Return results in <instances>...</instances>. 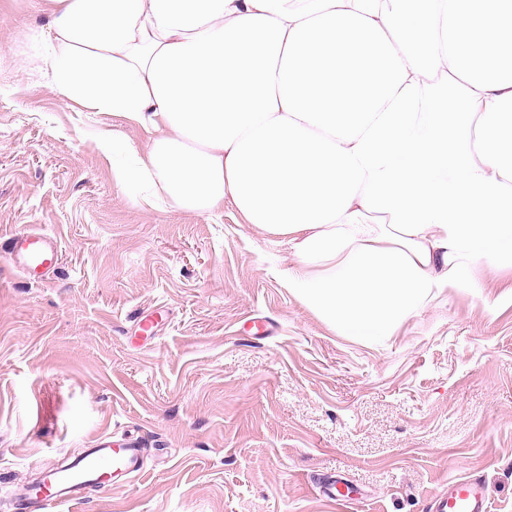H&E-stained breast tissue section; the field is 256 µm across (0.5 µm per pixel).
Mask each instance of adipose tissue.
<instances>
[{
  "mask_svg": "<svg viewBox=\"0 0 512 512\" xmlns=\"http://www.w3.org/2000/svg\"><path fill=\"white\" fill-rule=\"evenodd\" d=\"M37 4L38 77L147 135L96 143L133 204L232 203L339 335L512 268V0Z\"/></svg>",
  "mask_w": 512,
  "mask_h": 512,
  "instance_id": "1",
  "label": "adipose tissue"
}]
</instances>
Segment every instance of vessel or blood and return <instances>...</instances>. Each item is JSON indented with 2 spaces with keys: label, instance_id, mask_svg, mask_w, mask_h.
Returning <instances> with one entry per match:
<instances>
[{
  "label": "vessel or blood",
  "instance_id": "b4317fda",
  "mask_svg": "<svg viewBox=\"0 0 512 512\" xmlns=\"http://www.w3.org/2000/svg\"><path fill=\"white\" fill-rule=\"evenodd\" d=\"M10 252L18 270L37 281L55 271L62 255L57 236L41 231L13 236ZM143 466L141 451L134 443H103L47 472L38 485L24 488L23 495L33 512H54L55 508L79 502L88 484L108 490L114 483L138 475ZM435 510L490 512V502L483 483L459 477L449 481L447 491L436 495Z\"/></svg>",
  "mask_w": 512,
  "mask_h": 512
}]
</instances>
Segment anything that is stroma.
Instances as JSON below:
<instances>
[{
  "mask_svg": "<svg viewBox=\"0 0 512 512\" xmlns=\"http://www.w3.org/2000/svg\"><path fill=\"white\" fill-rule=\"evenodd\" d=\"M35 3L0 0V512L103 440L136 441L144 469L71 512H430L467 475L512 512V272L381 343L336 335L289 288L287 245L232 206L132 204L94 139L143 132L13 63ZM33 230L62 249L39 283L8 246Z\"/></svg>",
  "mask_w": 512,
  "mask_h": 512,
  "instance_id": "obj_1",
  "label": "stroma"
}]
</instances>
